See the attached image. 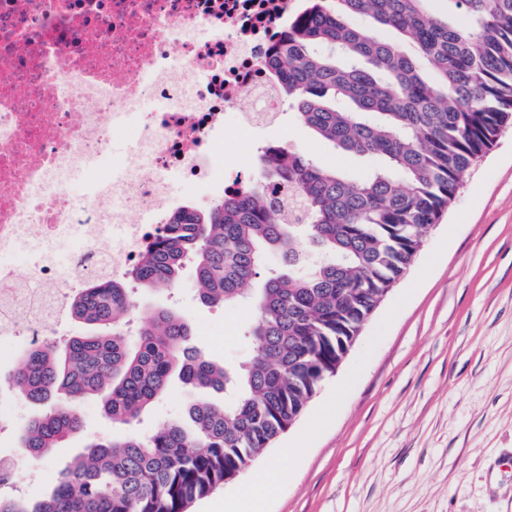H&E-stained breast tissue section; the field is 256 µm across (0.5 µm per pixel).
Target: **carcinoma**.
Segmentation results:
<instances>
[{
	"label": "carcinoma",
	"mask_w": 512,
	"mask_h": 512,
	"mask_svg": "<svg viewBox=\"0 0 512 512\" xmlns=\"http://www.w3.org/2000/svg\"><path fill=\"white\" fill-rule=\"evenodd\" d=\"M305 2L269 59L288 107L321 140L378 166L352 178L266 147L251 188L183 207L132 270L141 288L170 293L190 260L202 304L249 306L251 351L236 368L189 346L173 309L152 310L129 340L136 301L122 283L73 297L83 332L26 350L10 377L38 408L18 436L26 462L81 431L89 398L130 424L173 378L204 395L148 437L90 443L38 501L0 493V512H189L234 480L336 374L473 161L512 123V0H448L461 22L429 12L428 0ZM227 389L228 404L206 397Z\"/></svg>",
	"instance_id": "obj_1"
}]
</instances>
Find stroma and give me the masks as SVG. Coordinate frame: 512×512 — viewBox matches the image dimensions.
Segmentation results:
<instances>
[{"label": "stroma", "instance_id": "35a3bbf8", "mask_svg": "<svg viewBox=\"0 0 512 512\" xmlns=\"http://www.w3.org/2000/svg\"><path fill=\"white\" fill-rule=\"evenodd\" d=\"M273 141L355 178L374 166L318 139L289 108L253 148ZM196 288L189 265L173 294L135 297L144 310L175 308L198 349L237 365L250 352L248 309L202 305ZM197 395L172 381L130 425L86 400L82 430L48 460L23 466L19 487L41 497L91 438L149 436ZM273 462L282 477L266 490L265 512H512L511 126L469 169L407 274L298 421L191 512L237 505Z\"/></svg>", "mask_w": 512, "mask_h": 512}]
</instances>
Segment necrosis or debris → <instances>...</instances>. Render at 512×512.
<instances>
[{"mask_svg":"<svg viewBox=\"0 0 512 512\" xmlns=\"http://www.w3.org/2000/svg\"><path fill=\"white\" fill-rule=\"evenodd\" d=\"M298 0H0V341L62 331L71 297L126 280L173 215L172 181L241 191L215 162L227 113L248 137L285 102L266 52ZM154 109L141 112L143 99ZM127 153L111 151L117 140ZM90 168L86 191L65 186ZM78 241L66 265L6 263L27 230Z\"/></svg>","mask_w":512,"mask_h":512,"instance_id":"1","label":"necrosis or debris"}]
</instances>
